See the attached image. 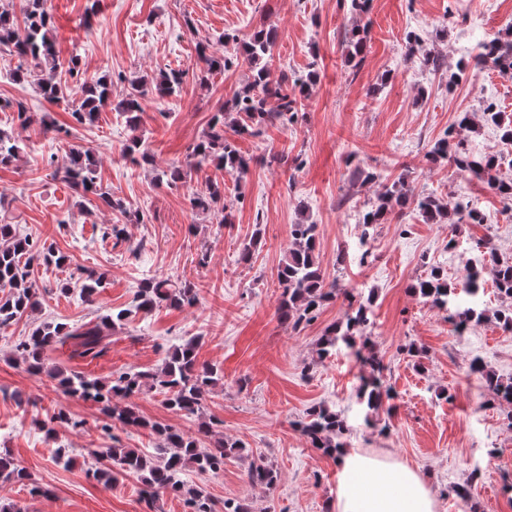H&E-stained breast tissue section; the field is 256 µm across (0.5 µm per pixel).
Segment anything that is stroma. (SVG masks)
I'll return each mask as SVG.
<instances>
[{"label":"stroma","instance_id":"1","mask_svg":"<svg viewBox=\"0 0 512 512\" xmlns=\"http://www.w3.org/2000/svg\"><path fill=\"white\" fill-rule=\"evenodd\" d=\"M47 6L60 50L58 79L69 81L65 66L79 55L87 75L111 73L112 103L94 123L73 125L63 106L48 103L33 84L12 80L18 61L0 52V100L23 102L33 117L23 126L15 112L0 111V128L22 148L17 162L0 168V206L17 217L20 234L69 257L61 268L34 265L38 307L0 330V388L13 393L0 398V451H9L28 474L24 483L0 480V503L22 512H185L183 499L166 494L145 505L136 476L120 475L109 484L90 476L112 443L150 454L159 441L146 429L109 427L97 406L66 393L48 371L106 382L120 372L156 369L173 347L197 336L199 360L224 370L223 385L205 401L219 424L202 443L228 437L244 445L220 474L191 466L181 474L216 504L229 499L245 512H331L340 468L295 428L310 406L323 403L345 418L347 448L416 471L435 494L436 512H512V428L506 420L512 404L488 405L485 382L471 370L478 358L512 377V331L491 319L458 333L446 311L409 290L434 266L447 272L449 282L458 281L472 245L486 237L500 257L512 260V201L467 178L451 161L427 157L460 113L478 112L484 86H491L501 111L512 114V77L489 71L479 82L466 77L448 84L461 60L457 46L500 38L512 25V0H470L465 7L458 0H372L363 17L350 12L349 0H48ZM361 22L368 23L369 35L355 68L347 61L346 36ZM260 28L276 32L272 82L316 76L297 120L267 123L253 138L237 134L244 116L228 111L225 135L249 158L248 172L240 176L210 164L175 187L159 183L161 171L184 161L213 114L251 77L242 60L200 83L199 44L230 54L238 39ZM412 31L423 35L425 49L443 56L442 72L407 59L405 36ZM163 69L184 72L180 93L146 94L138 127L130 129L119 108L129 80ZM53 124L68 126L69 135L47 133ZM135 135L153 165L135 167L123 159ZM72 144L93 151L103 189L142 214L143 222L54 176L50 158H62ZM358 168L380 173L381 182L354 178ZM403 173L414 194L470 199L483 222L454 230L424 222L409 207L376 225L368 243H361L362 211L382 183ZM214 178L224 182L226 224L187 201ZM300 221L318 226L327 280L374 295L370 340L396 393L390 410L369 414L359 404L360 366L351 348L339 346L322 363L315 359L316 342L340 320L343 302L324 306L316 321L297 330L277 317L276 271L289 228ZM115 225L124 229V240L111 237ZM257 227L262 234L253 257L241 262L242 244ZM366 248L372 256L365 261ZM91 271L105 274L106 286L89 301L80 289ZM152 277L190 285L197 304L136 311L137 290ZM64 283L70 286L65 294ZM115 308L133 314L112 331L101 356L82 358L59 345L45 355L46 373L27 371L15 346L37 325L95 323ZM409 344L419 358L402 354ZM61 410L80 426L56 424V438L48 440L44 425ZM259 459L278 469L276 489L248 483V466ZM475 469L481 478L471 501L462 502L453 488ZM34 484L48 488V495H31Z\"/></svg>","mask_w":512,"mask_h":512}]
</instances>
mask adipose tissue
Masks as SVG:
<instances>
[{
  "mask_svg": "<svg viewBox=\"0 0 512 512\" xmlns=\"http://www.w3.org/2000/svg\"><path fill=\"white\" fill-rule=\"evenodd\" d=\"M335 512H435L432 489L411 468L341 451Z\"/></svg>",
  "mask_w": 512,
  "mask_h": 512,
  "instance_id": "1",
  "label": "adipose tissue"
}]
</instances>
